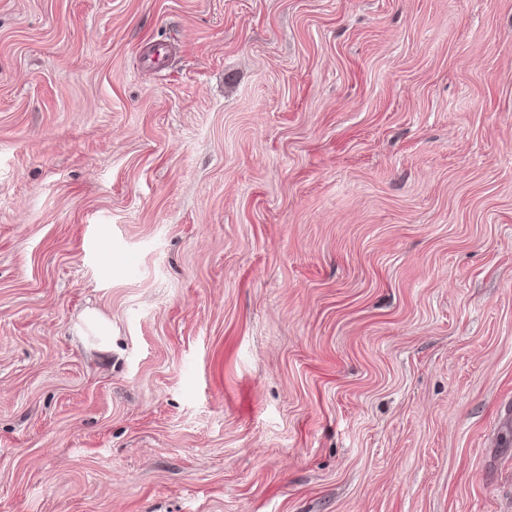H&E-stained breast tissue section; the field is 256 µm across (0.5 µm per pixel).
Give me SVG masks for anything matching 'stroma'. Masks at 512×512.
Instances as JSON below:
<instances>
[{"mask_svg": "<svg viewBox=\"0 0 512 512\" xmlns=\"http://www.w3.org/2000/svg\"><path fill=\"white\" fill-rule=\"evenodd\" d=\"M512 0H0V512H512Z\"/></svg>", "mask_w": 512, "mask_h": 512, "instance_id": "obj_1", "label": "stroma"}]
</instances>
